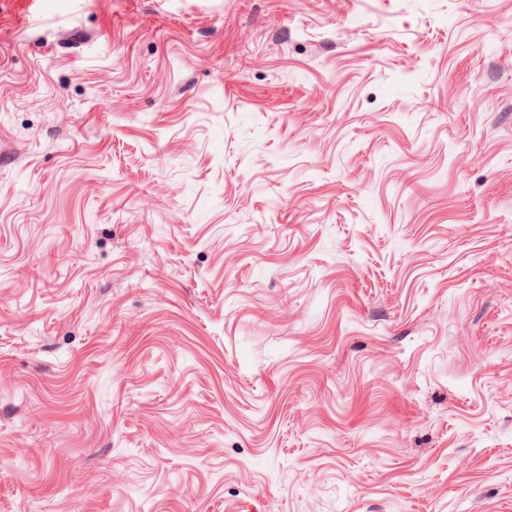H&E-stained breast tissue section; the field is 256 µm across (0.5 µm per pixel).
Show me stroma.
<instances>
[{
	"instance_id": "1",
	"label": "stroma",
	"mask_w": 512,
	"mask_h": 512,
	"mask_svg": "<svg viewBox=\"0 0 512 512\" xmlns=\"http://www.w3.org/2000/svg\"><path fill=\"white\" fill-rule=\"evenodd\" d=\"M512 0H0V512H512Z\"/></svg>"
}]
</instances>
